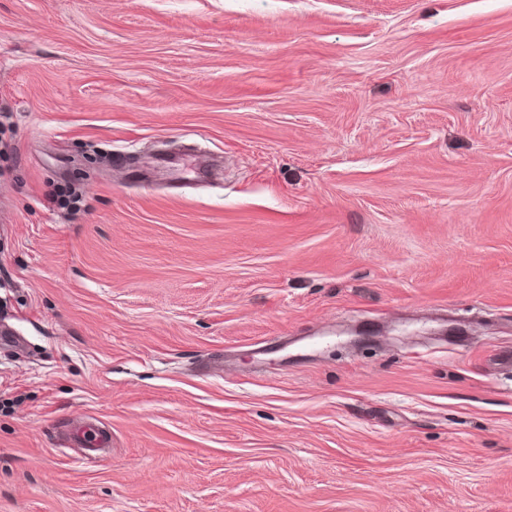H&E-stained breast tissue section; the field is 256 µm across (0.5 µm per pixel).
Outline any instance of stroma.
I'll return each mask as SVG.
<instances>
[{"instance_id": "stroma-1", "label": "stroma", "mask_w": 512, "mask_h": 512, "mask_svg": "<svg viewBox=\"0 0 512 512\" xmlns=\"http://www.w3.org/2000/svg\"><path fill=\"white\" fill-rule=\"evenodd\" d=\"M0 512H512V0H0ZM67 439L72 448H81L83 457L97 456L110 443L109 435L101 427L91 421L70 424L67 429Z\"/></svg>"}]
</instances>
